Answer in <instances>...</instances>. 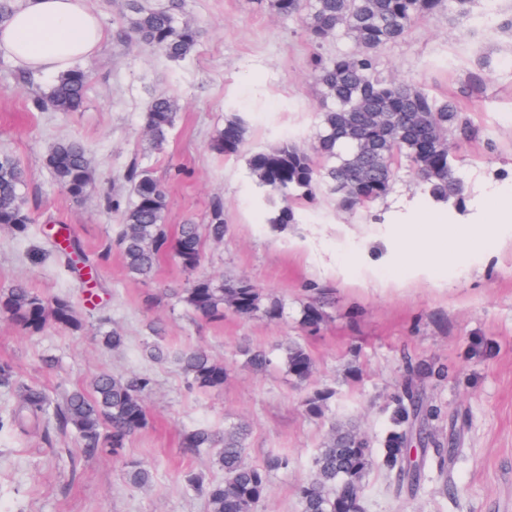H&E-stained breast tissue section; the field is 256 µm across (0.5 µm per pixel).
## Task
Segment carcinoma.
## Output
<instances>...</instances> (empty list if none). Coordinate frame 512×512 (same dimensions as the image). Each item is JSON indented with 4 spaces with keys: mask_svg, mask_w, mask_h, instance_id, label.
<instances>
[{
    "mask_svg": "<svg viewBox=\"0 0 512 512\" xmlns=\"http://www.w3.org/2000/svg\"><path fill=\"white\" fill-rule=\"evenodd\" d=\"M183 0H168L161 6L128 0V34L172 61L185 59L200 37L197 26L179 22ZM270 7L284 20L300 23L307 41L317 47L330 38H345L352 47L334 57L315 52L310 66L321 87L320 132L308 153L288 140L255 152L248 158L249 170L262 191L267 206V223L283 229L296 223L295 206L312 203L318 195L334 197L337 209L354 213L384 199L392 190L401 163L412 169L428 199L446 204L462 202L464 185L457 175V159L449 141L468 136L470 126L455 99L438 97L404 79H385L377 70V54L386 45L403 38L418 20L448 9L466 30L472 20L474 0H269ZM89 72L76 67L62 72L37 105H50L57 112L81 111ZM178 105L175 99L153 97L145 112V128L160 147L174 128ZM245 120L233 114L213 136L210 147L218 155H239L246 142ZM46 164L59 186L72 198L81 199L91 191L94 178L85 146L78 140L58 144ZM132 193L122 213L121 229L109 241L102 257L117 249L125 259L128 273L146 279L159 261L170 257L187 274V286L177 292L179 302L194 316L215 322L230 311L242 318L261 316L270 322L282 318L284 307L276 299L243 279L218 280L200 275L203 241L224 240L227 224L224 206L213 205L207 224H180L168 235L165 218L166 192L152 173L133 164L126 172ZM26 173L9 156H0V227L14 234H28L31 216L22 188ZM59 256L66 267L78 273L80 288L87 287L93 263L79 240L62 235ZM0 319L28 333H38L49 324L69 331L86 326L85 315L66 293L50 298L23 283L0 289ZM324 320L321 306L310 302L299 325L317 327ZM281 361L297 381L306 380L313 370V358L300 343L281 346ZM245 364L261 372L273 364L262 349L242 350ZM150 356L157 362L172 357L183 373L188 388L210 390L224 386L228 370L202 346L172 351L155 344ZM448 376L445 365L433 363L408 366L391 409L392 428L375 450L372 441L353 427L333 428L331 436L313 458V476L298 489L302 512H364V497L370 474L383 469L396 495L406 488L415 493L426 476V464L435 466L441 477L459 449L437 444L433 448H409L411 430L417 420L429 422L437 408L421 390L427 380ZM153 379L147 374L98 375L90 389H74L59 399L34 384L18 380L10 366L0 365V387L17 397L16 405L0 416V432L31 426L41 438L73 433L90 456L120 457L129 440L149 423L146 394ZM333 395L329 388L303 399L305 410L323 413ZM248 427L236 423L223 432L210 427L188 431L182 448L190 454L206 453L224 473L218 483H206L200 474H182L184 488L203 498L205 512H255L268 492L273 470L288 467L285 453L272 454L263 463L246 460ZM127 476L134 484L150 479L151 469L140 461L126 463Z\"/></svg>",
    "mask_w": 512,
    "mask_h": 512,
    "instance_id": "1",
    "label": "carcinoma"
}]
</instances>
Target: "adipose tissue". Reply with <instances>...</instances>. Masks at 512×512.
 <instances>
[{
  "instance_id": "ef3b65f1",
  "label": "adipose tissue",
  "mask_w": 512,
  "mask_h": 512,
  "mask_svg": "<svg viewBox=\"0 0 512 512\" xmlns=\"http://www.w3.org/2000/svg\"><path fill=\"white\" fill-rule=\"evenodd\" d=\"M101 38L98 17L87 0H19L0 23V52L34 73H57L86 62ZM396 232L406 244L419 249L413 256L400 254V263L427 276L448 259L433 249V242L452 239L459 250L469 247L468 230L441 223L435 216L415 227L398 225Z\"/></svg>"
}]
</instances>
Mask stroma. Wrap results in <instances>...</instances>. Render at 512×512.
I'll list each match as a JSON object with an SVG mask.
<instances>
[{"mask_svg":"<svg viewBox=\"0 0 512 512\" xmlns=\"http://www.w3.org/2000/svg\"><path fill=\"white\" fill-rule=\"evenodd\" d=\"M91 4L104 39L89 63L82 111L35 107L53 75L20 80L18 66L0 53V154L25 168L32 217L27 238L0 228V287L23 281L47 297L70 294L88 321L80 332L51 326L35 334L0 322V364L54 397L89 387L103 372L149 373V423L119 460L85 456L71 435L48 445L37 434L0 433V512H203L181 474L191 469L208 482L223 474L208 457L185 452L181 437L199 425L220 430L241 421L249 425L250 462L273 453L290 459L288 469L271 472L257 512H301L297 491L311 478L313 456L332 425L355 427L381 444L409 359L447 366L445 380L424 385L440 410L429 427L439 438L455 437L460 453L447 478L428 472L413 496L396 497L385 473L373 471L365 512H512V235L491 247L475 242L471 256L449 261L436 279L414 275L397 262L401 244L390 227L424 223L434 206L405 166L371 210L347 215L322 196L299 207L287 228L266 224L247 160L283 140L311 147L320 130L321 89L309 58L334 56L349 42L311 46L301 28L265 0H185L181 18L199 25L201 36L187 59L173 62L135 39L117 40L126 0ZM491 5L500 18L512 15V0ZM491 5L475 0L468 33L443 10L378 54L382 76L457 96L472 124L469 139L452 143L465 192L462 207L444 209L449 224H484L502 206L512 207V30L487 21ZM158 94L179 105L159 149L144 126L146 107ZM234 113L248 133L242 153L227 159L211 150L210 140ZM68 138L86 146L95 177L94 190L79 201L45 165L57 142ZM135 161L166 187L168 234L188 221L207 223L212 204L223 203L228 231L223 242H205L204 270L217 279H245L279 299L281 321L229 312L220 322L197 319L172 295L186 283L173 260L137 279L116 251L99 260L102 286L93 304H85L53 242L59 228H68L89 257L99 259L122 222L130 196L123 175ZM173 167L181 169L180 178H170ZM317 292L325 318L306 332L297 320ZM103 315L125 336L124 347L99 342ZM158 339L171 347H206L228 369L223 388L188 389L174 362L149 361L144 349ZM290 340L305 344L314 358L305 383L281 368L257 373L244 366L241 349L270 351ZM47 356L56 357L54 366L44 364ZM323 388L333 391L324 413L308 414L303 398ZM126 458L151 466L149 486L128 483Z\"/></svg>","mask_w":512,"mask_h":512,"instance_id":"1","label":"stroma"}]
</instances>
